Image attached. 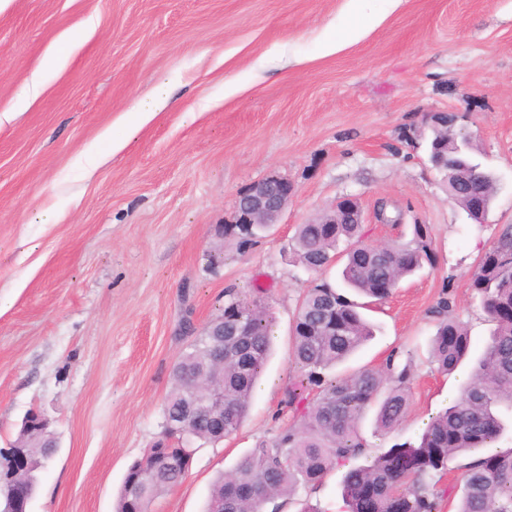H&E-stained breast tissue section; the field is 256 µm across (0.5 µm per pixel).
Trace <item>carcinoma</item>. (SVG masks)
<instances>
[{"label": "carcinoma", "mask_w": 512, "mask_h": 512, "mask_svg": "<svg viewBox=\"0 0 512 512\" xmlns=\"http://www.w3.org/2000/svg\"><path fill=\"white\" fill-rule=\"evenodd\" d=\"M468 139L443 127L429 140V155L443 165L448 196L469 217L479 218L489 208L496 183L491 173L470 154ZM253 233L239 224L224 225V240L238 249L251 245ZM361 224H299L292 238L298 263L325 270L337 258L345 259L343 285L374 302L387 299L401 280L432 261L426 228L415 225L414 238L405 244L372 253L360 249ZM470 288L482 301L493 328L477 358L471 380L452 404L427 426L418 444H395L365 465L348 466L365 451L359 424L376 407L375 425L394 429L404 418L411 375L398 368L395 357L383 371L363 368L336 376L329 371L359 351L374 336V326L362 315L368 307L323 281L307 289L296 309L291 361L300 374L301 394L288 391L285 406L293 422L271 446L245 453L233 469L212 484L206 512H258L270 500L292 497L312 488L339 467H347L341 482L343 512H440L442 502L460 498L455 512H512V449L481 456L467 463L459 485L441 484L448 461L486 448L505 429L501 412L512 413V225L504 228L480 256ZM436 331L431 358L451 373L469 357L471 341L465 326L451 315V303L441 298L430 310ZM268 307L258 297L245 301L234 288L224 290V317H215L209 329L186 332L191 337L172 368V389L162 409L163 435L183 414L192 399L213 395V380L224 377V426L205 416L188 423L193 440L218 442L236 432L248 414L258 378L272 355ZM50 431L36 426L20 429L13 447L24 451L28 470L18 483L40 484V473L52 460ZM176 465L167 466L158 448L149 449L127 469L115 512H129L139 494L145 506L186 477L193 448L173 449Z\"/></svg>", "instance_id": "obj_1"}]
</instances>
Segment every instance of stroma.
<instances>
[{"label":"stroma","instance_id":"1","mask_svg":"<svg viewBox=\"0 0 512 512\" xmlns=\"http://www.w3.org/2000/svg\"><path fill=\"white\" fill-rule=\"evenodd\" d=\"M357 38H348L350 28ZM37 99L27 81L50 52ZM171 103L134 128L133 103ZM446 112L493 172L485 223L448 197L428 160L430 113ZM101 162L82 150L104 130ZM294 186L285 212L246 252L209 250L238 195L269 173ZM356 197L370 238L407 242L427 225L433 264L367 314L377 331L346 370L413 375L407 413L387 433L365 419L366 456L418 443L472 373L438 370L428 311L441 296L471 338L491 325L469 286L481 253L512 225V0H0V448L41 412L60 450L31 512H115L128 465L162 437L184 318L204 327L224 291L262 288L274 355L237 432L194 444L183 482L151 512H203L218 473L272 445L292 419L289 356L304 289L337 282L290 253L297 225ZM57 223H44L50 208ZM401 212L382 224L379 209ZM342 473L300 492L287 512H338Z\"/></svg>","mask_w":512,"mask_h":512}]
</instances>
